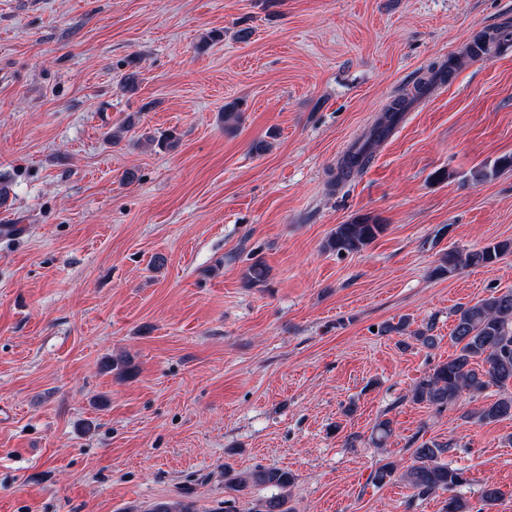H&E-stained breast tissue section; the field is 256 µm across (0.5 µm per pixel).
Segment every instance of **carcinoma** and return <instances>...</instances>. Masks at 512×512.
<instances>
[{
  "label": "carcinoma",
  "mask_w": 512,
  "mask_h": 512,
  "mask_svg": "<svg viewBox=\"0 0 512 512\" xmlns=\"http://www.w3.org/2000/svg\"><path fill=\"white\" fill-rule=\"evenodd\" d=\"M402 105L394 103L382 113L372 130L371 138L386 136L399 117ZM372 153L369 143L350 151L342 159L341 170L349 173L360 169L370 161ZM386 230L369 217H359L345 224H338L327 238L324 248L338 255L357 253L370 245ZM512 253V242L490 244L473 252L451 251L443 257V266L436 269L440 274H451L466 267H490L503 256ZM454 326L450 340L456 346L455 355L446 362L433 366L419 378L411 389L414 402L428 403L440 409L455 403L462 396L477 397L490 388L498 390L497 399L484 404L466 415L474 423H494L512 418V291L492 295L473 305L454 311ZM421 345L431 348L438 342L434 335V323L410 333ZM392 435L391 421H378L371 442L376 448L385 447ZM455 450L452 441H424L413 451L414 464L404 472L397 473V465L388 461L378 467L372 480L384 484L397 476L413 490L411 499L425 500L438 491L450 496L445 512H489L500 497L495 485L486 483L480 494L481 507L474 508L460 493L468 484L466 470L446 460ZM295 477L287 470L268 468L244 473L228 479L230 489L241 491L249 485L271 486L281 490L290 488ZM287 497L274 496L258 504L256 512H290L286 507Z\"/></svg>",
  "instance_id": "1"
}]
</instances>
